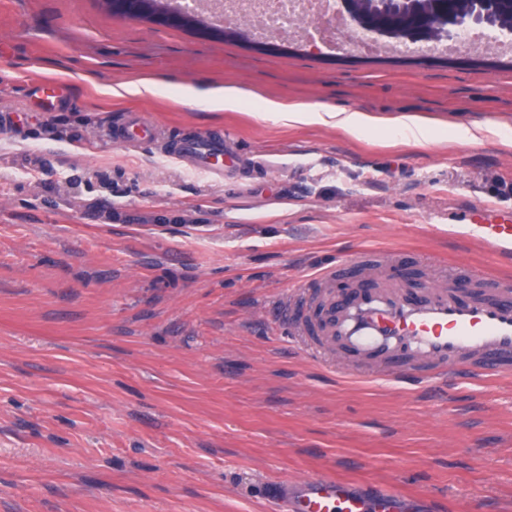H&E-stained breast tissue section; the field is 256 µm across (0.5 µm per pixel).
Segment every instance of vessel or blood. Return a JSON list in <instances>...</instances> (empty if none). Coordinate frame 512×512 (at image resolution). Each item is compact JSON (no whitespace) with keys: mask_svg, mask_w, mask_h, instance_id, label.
Instances as JSON below:
<instances>
[{"mask_svg":"<svg viewBox=\"0 0 512 512\" xmlns=\"http://www.w3.org/2000/svg\"><path fill=\"white\" fill-rule=\"evenodd\" d=\"M37 87L43 111L54 112L65 104L67 95L59 82L41 80ZM109 136L134 147L166 144L175 158L210 175H223L228 162L247 163L245 157L230 152L223 131L169 139L139 112L125 113ZM458 234L492 259L512 261V220H475L460 225ZM336 273V266L322 267L305 276L290 294L313 304L317 286ZM468 273L476 290L470 300H459L452 289L437 288L416 301L400 286L390 285L346 301L328 298L321 334L308 336L305 322L293 318L287 322L290 336L312 360L340 374L380 378L403 390L511 376L512 282L481 266L469 267ZM339 351L347 352L351 363L337 361ZM271 496L280 512H427L423 498L377 482L355 483L333 476L281 483L272 488Z\"/></svg>","mask_w":512,"mask_h":512,"instance_id":"obj_1","label":"vessel or blood"}]
</instances>
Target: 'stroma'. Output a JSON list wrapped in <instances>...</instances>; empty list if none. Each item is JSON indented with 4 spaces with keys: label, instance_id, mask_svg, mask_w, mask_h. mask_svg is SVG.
<instances>
[{
    "label": "stroma",
    "instance_id": "stroma-1",
    "mask_svg": "<svg viewBox=\"0 0 512 512\" xmlns=\"http://www.w3.org/2000/svg\"><path fill=\"white\" fill-rule=\"evenodd\" d=\"M153 4L0 0V512H272V482L378 481L437 512H512V379L403 391L338 377L277 309L336 262L400 254L423 282L512 275L448 227L512 215V52L295 49ZM410 43L427 55H405ZM66 82L41 111L29 85ZM159 80L155 94L127 86ZM233 86L232 109L192 92ZM273 102L371 120L359 136L262 116ZM139 111L248 154L215 178L106 135ZM431 130L417 143L403 116ZM481 127L479 141L457 137Z\"/></svg>",
    "mask_w": 512,
    "mask_h": 512
}]
</instances>
